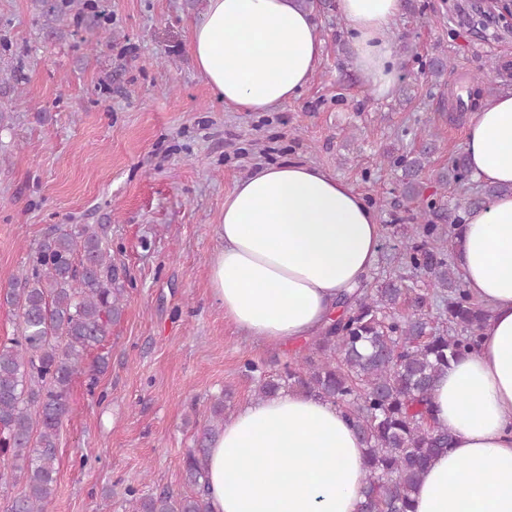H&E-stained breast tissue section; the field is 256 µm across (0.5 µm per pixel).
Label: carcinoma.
<instances>
[{
	"label": "carcinoma",
	"mask_w": 512,
	"mask_h": 512,
	"mask_svg": "<svg viewBox=\"0 0 512 512\" xmlns=\"http://www.w3.org/2000/svg\"><path fill=\"white\" fill-rule=\"evenodd\" d=\"M42 14L55 20L78 6V0H39ZM470 107L493 94L481 77L470 78ZM430 147L390 157L401 171L402 201L420 197L418 177ZM443 186L470 180L466 155L458 154L436 174ZM512 194V186L485 185L481 195L457 199L450 225L482 206L484 200ZM404 225L401 260L427 273L443 303L432 325L427 298L388 278L370 292L365 288L339 298L338 314L307 351L271 374L256 362L244 364L258 399L285 390L329 402L343 412L366 448L365 501L361 512H413V495L431 461L452 442L437 425L432 391L448 366L476 349L487 311L478 306L459 271L448 262L447 232L422 213ZM124 285L112 264L107 230L90 224H61L31 248L28 261L0 293V302L17 312L16 335L0 340V480L22 483L10 512H49L56 487L57 438L71 411L74 378L96 375L107 360L86 364L88 352L111 335L124 312ZM224 399L208 407L201 442L224 430ZM183 459L190 494L162 488L150 494L129 491L128 512H207L206 482L199 454Z\"/></svg>",
	"instance_id": "1"
}]
</instances>
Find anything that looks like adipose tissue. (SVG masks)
Segmentation results:
<instances>
[{
    "mask_svg": "<svg viewBox=\"0 0 512 512\" xmlns=\"http://www.w3.org/2000/svg\"><path fill=\"white\" fill-rule=\"evenodd\" d=\"M355 66L376 95L397 71L389 36L402 0H336ZM197 69L225 105L263 112L295 99L323 41L299 0H208L189 30ZM464 151L473 175L512 186V92L476 110ZM224 246L209 266L230 320L273 345L316 336L374 268L380 224L352 186L303 164L263 166L224 197ZM456 265L487 305L476 351L432 393L453 442L428 466L414 512H512V195L454 231ZM209 512H360L363 446L332 404L285 393L245 404L205 451Z\"/></svg>",
    "mask_w": 512,
    "mask_h": 512,
    "instance_id": "1",
    "label": "adipose tissue"
}]
</instances>
